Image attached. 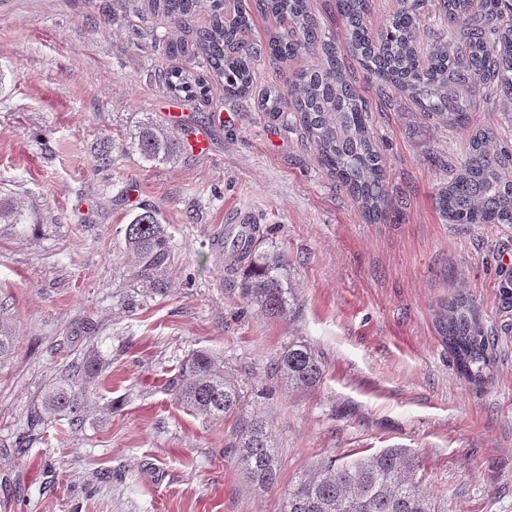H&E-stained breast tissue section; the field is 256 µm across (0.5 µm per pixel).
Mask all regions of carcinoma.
I'll use <instances>...</instances> for the list:
<instances>
[{"instance_id": "obj_1", "label": "carcinoma", "mask_w": 512, "mask_h": 512, "mask_svg": "<svg viewBox=\"0 0 512 512\" xmlns=\"http://www.w3.org/2000/svg\"><path fill=\"white\" fill-rule=\"evenodd\" d=\"M196 3L148 0V7L178 26L193 15ZM424 4L425 0H397L386 24L373 36L364 23L368 0H336L347 32L341 43L338 35L314 23L309 0H256L253 5L237 0L229 15L224 0H212L210 25L196 33L194 43L177 36L166 43L169 57L190 55L199 61L198 68L171 66L158 71L157 78L170 93L189 99L206 100L211 79L224 82L228 96L246 97L254 88L258 58L266 55L286 67L302 55L321 56L318 65L292 71L286 90H265L261 111L273 119L294 113L321 165L364 214L376 220L392 199L385 164L369 130V102L354 86L355 68L366 74L379 99L394 92L403 95L446 128H468L476 97L512 95V0H439L440 25L428 30L425 45L419 26ZM254 9L287 24L271 33L263 47L243 39ZM468 149L464 162L438 189L436 204L442 218L451 224H512V144L499 140L489 128L473 129ZM121 150L152 166L162 165L178 158L181 142L168 127L147 120L124 135ZM40 219L35 208L0 197V234L38 240L47 228ZM125 240L132 259L130 273L142 296L166 294L171 288V245L159 213L143 208L127 224ZM254 242L252 235L243 251L253 255L243 296L266 316L286 317L299 306L295 289L284 284V259L254 255ZM437 327L459 372L472 382L483 381L492 366L494 342L472 300L457 296L442 304ZM15 347V325L0 313V361ZM105 368L100 352L89 351L30 411L27 432L15 447H30L52 415L80 425ZM273 371L285 386L307 390L321 382L324 365L313 347L293 341L275 358ZM171 386L180 404L212 419L242 411L237 380L224 373V362L208 349L187 356ZM225 447L252 485L267 489L274 484L277 451L261 416L240 422ZM419 469V460L402 448L345 462L324 460L289 489L282 512H440L417 478Z\"/></svg>"}]
</instances>
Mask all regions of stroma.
<instances>
[{"mask_svg": "<svg viewBox=\"0 0 512 512\" xmlns=\"http://www.w3.org/2000/svg\"><path fill=\"white\" fill-rule=\"evenodd\" d=\"M176 31L144 0H0V194L37 207L38 241L0 237V311L18 340L0 362V512H280L289 487L330 457L408 449L443 512H512L511 224H451L435 195L466 133L414 103H381L365 77L393 205L371 223L320 164L291 114L210 84L207 102L155 79ZM179 112L183 121L173 122ZM211 150L153 167L112 150L143 118ZM472 128L512 144V102L478 105ZM159 210L173 288L136 297L125 227ZM255 224L258 254L284 258L300 310L270 319L246 306L245 264L224 263V230ZM473 299L495 336L488 381L456 369L436 326L442 301ZM319 352L321 383L292 390L270 373L289 342ZM107 361L79 428L49 419L14 442L28 410L91 349ZM213 351L280 448L279 479L251 487L225 454L235 418L183 409L170 381L186 355Z\"/></svg>", "mask_w": 512, "mask_h": 512, "instance_id": "35a3bbf8", "label": "stroma"}]
</instances>
